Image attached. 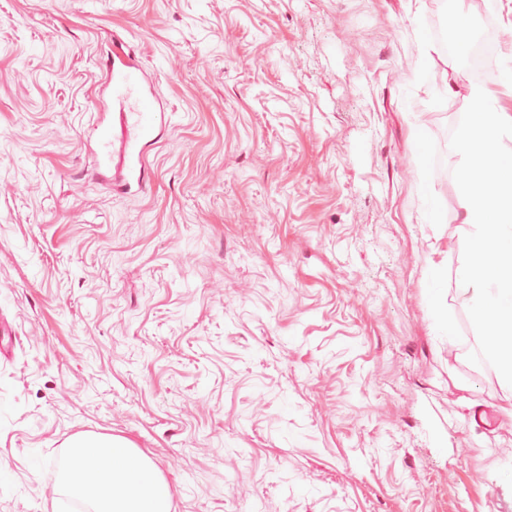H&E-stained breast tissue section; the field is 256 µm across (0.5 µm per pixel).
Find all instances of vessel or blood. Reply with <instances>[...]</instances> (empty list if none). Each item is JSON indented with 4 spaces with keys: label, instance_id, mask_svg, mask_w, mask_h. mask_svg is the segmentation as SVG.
I'll use <instances>...</instances> for the list:
<instances>
[{
    "label": "vessel or blood",
    "instance_id": "obj_1",
    "mask_svg": "<svg viewBox=\"0 0 512 512\" xmlns=\"http://www.w3.org/2000/svg\"><path fill=\"white\" fill-rule=\"evenodd\" d=\"M103 68L112 87V115L100 117L96 126L98 152L112 164L114 190L145 188L147 165L140 144L162 118L154 80L123 52L113 53Z\"/></svg>",
    "mask_w": 512,
    "mask_h": 512
}]
</instances>
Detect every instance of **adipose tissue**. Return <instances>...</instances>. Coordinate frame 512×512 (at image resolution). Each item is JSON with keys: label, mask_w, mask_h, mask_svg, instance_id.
I'll list each match as a JSON object with an SVG mask.
<instances>
[{"label": "adipose tissue", "mask_w": 512, "mask_h": 512, "mask_svg": "<svg viewBox=\"0 0 512 512\" xmlns=\"http://www.w3.org/2000/svg\"><path fill=\"white\" fill-rule=\"evenodd\" d=\"M69 456L63 480L73 496L93 500L96 512H172L167 481L127 440L80 438Z\"/></svg>", "instance_id": "obj_1"}]
</instances>
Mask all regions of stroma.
<instances>
[{"label":"stroma","mask_w":512,"mask_h":512,"mask_svg":"<svg viewBox=\"0 0 512 512\" xmlns=\"http://www.w3.org/2000/svg\"><path fill=\"white\" fill-rule=\"evenodd\" d=\"M117 43L171 114L128 193L91 133ZM504 61L512 0H0V512H78L96 436L174 512H512L448 138Z\"/></svg>","instance_id":"1"}]
</instances>
